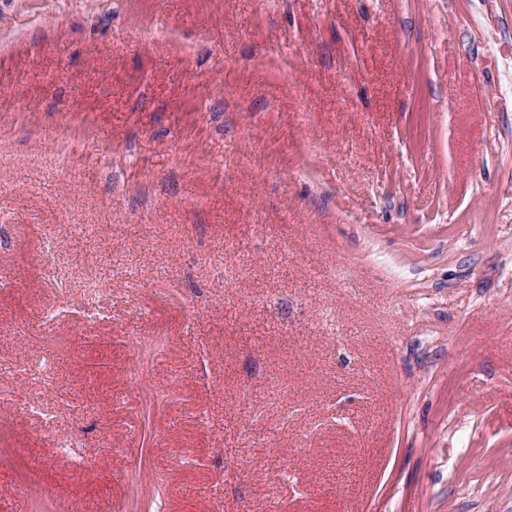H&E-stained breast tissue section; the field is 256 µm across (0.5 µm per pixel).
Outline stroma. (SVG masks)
Instances as JSON below:
<instances>
[{
    "mask_svg": "<svg viewBox=\"0 0 512 512\" xmlns=\"http://www.w3.org/2000/svg\"><path fill=\"white\" fill-rule=\"evenodd\" d=\"M0 388V512H512V0H0Z\"/></svg>",
    "mask_w": 512,
    "mask_h": 512,
    "instance_id": "1",
    "label": "stroma"
}]
</instances>
